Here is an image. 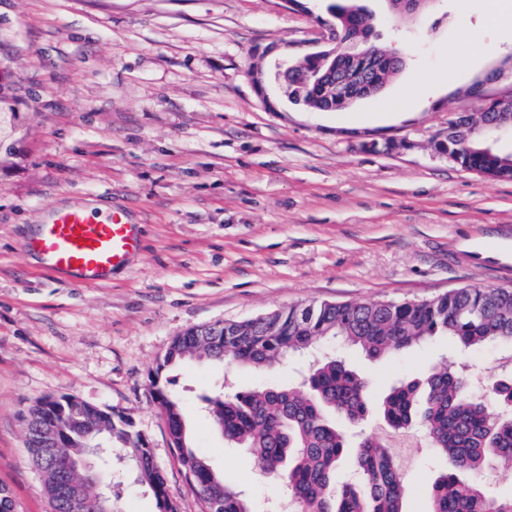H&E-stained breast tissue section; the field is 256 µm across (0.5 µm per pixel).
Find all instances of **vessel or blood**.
Masks as SVG:
<instances>
[{
  "label": "vessel or blood",
  "mask_w": 512,
  "mask_h": 512,
  "mask_svg": "<svg viewBox=\"0 0 512 512\" xmlns=\"http://www.w3.org/2000/svg\"><path fill=\"white\" fill-rule=\"evenodd\" d=\"M141 246L139 225L124 211L98 213L81 205L49 210L47 220L25 243L45 269L77 283L102 285L125 267Z\"/></svg>",
  "instance_id": "obj_1"
}]
</instances>
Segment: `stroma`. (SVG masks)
<instances>
[{
  "instance_id": "stroma-1",
  "label": "stroma",
  "mask_w": 512,
  "mask_h": 512,
  "mask_svg": "<svg viewBox=\"0 0 512 512\" xmlns=\"http://www.w3.org/2000/svg\"><path fill=\"white\" fill-rule=\"evenodd\" d=\"M384 45L407 59L375 97L306 112L278 90L276 110L249 71L260 48L311 50L316 20L278 0H0V63L14 75L0 136V491L13 512H49L25 448L26 409L75 396L131 417L180 512L199 500L173 454L151 390L172 341L202 326L293 305L426 300L464 287L512 288L495 260L461 244L512 225V180L465 170L434 147L458 89L512 54L501 0H438L402 22L365 0ZM76 202L124 210L142 227L132 264L104 285L69 282L23 248L47 212ZM373 397L453 351L446 340L379 361L332 343ZM268 369L188 360L163 374L193 450L252 512L284 494L244 448L225 444L208 399L294 382ZM408 512H428L446 460L407 448ZM116 512H160L130 468L115 465Z\"/></svg>"
}]
</instances>
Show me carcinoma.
Segmentation results:
<instances>
[{
  "instance_id": "carcinoma-1",
  "label": "carcinoma",
  "mask_w": 512,
  "mask_h": 512,
  "mask_svg": "<svg viewBox=\"0 0 512 512\" xmlns=\"http://www.w3.org/2000/svg\"><path fill=\"white\" fill-rule=\"evenodd\" d=\"M329 20L343 39L359 45L355 54L336 53V75L357 72L362 81L353 86L352 96L334 99L329 89L309 83L317 61L296 60L290 93L300 94L301 105L313 112L353 105L352 97L366 95L374 86L382 90L404 66L392 58V51L373 43V27L359 0H334ZM495 119L491 108L479 114L461 108L456 121L460 133L469 136L468 143L448 138L437 142L436 148L458 158L462 168L512 180V154L483 150V136L473 132L475 125ZM441 336L460 353L493 343L512 345V290L458 288L426 301L311 303L236 321L228 334L216 332L213 326L192 328L171 343L152 381L159 380L166 366L188 357L259 369L339 340L360 349L368 360L378 361ZM303 386L302 390L288 385L262 387L215 400L214 418L224 440L252 450L261 471L286 489L289 503L296 506L294 512H407V488L387 441L367 434L351 449L334 419L337 415L351 427L365 420L368 380L342 358L325 353L309 365ZM155 401L173 438V450L201 500V512H209L214 504L219 512H251L242 491L224 483L207 459L192 450L183 409L165 385H159ZM48 404L45 399L27 411L26 449L43 478L51 512H95L93 498L99 494L104 472L93 467L61 469L35 439ZM381 412L395 431L421 430L434 453L452 465L429 488V512H512V496H494L484 481L492 470L512 475V376L478 392L464 367H450L442 359L424 377L396 382L384 397ZM57 421L70 434L66 452L76 458L91 453L99 442L98 429L108 428V436L122 445L162 512H178L147 439L134 430L128 416L82 401L75 411L57 416ZM341 464L356 472V482L336 483ZM77 483L86 491L81 511L68 496L69 487Z\"/></svg>"
}]
</instances>
